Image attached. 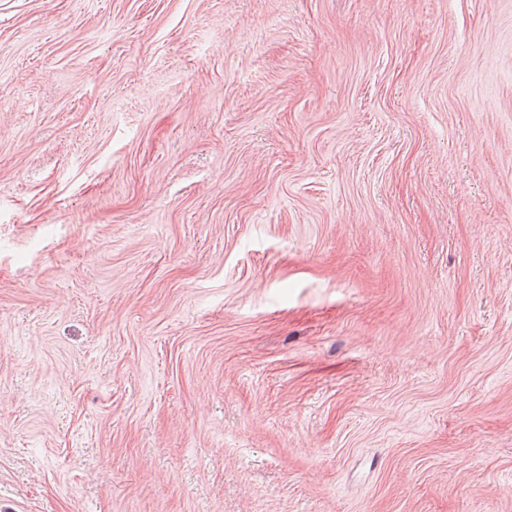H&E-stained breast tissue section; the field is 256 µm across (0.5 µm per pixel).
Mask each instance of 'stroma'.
<instances>
[{
  "mask_svg": "<svg viewBox=\"0 0 512 512\" xmlns=\"http://www.w3.org/2000/svg\"><path fill=\"white\" fill-rule=\"evenodd\" d=\"M0 512H512V0H0Z\"/></svg>",
  "mask_w": 512,
  "mask_h": 512,
  "instance_id": "obj_1",
  "label": "stroma"
}]
</instances>
